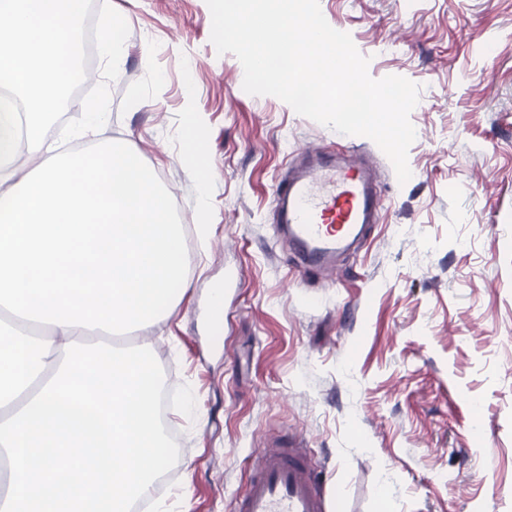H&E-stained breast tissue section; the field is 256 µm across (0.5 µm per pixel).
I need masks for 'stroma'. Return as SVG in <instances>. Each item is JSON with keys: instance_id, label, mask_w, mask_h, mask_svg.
I'll return each mask as SVG.
<instances>
[{"instance_id": "obj_1", "label": "stroma", "mask_w": 512, "mask_h": 512, "mask_svg": "<svg viewBox=\"0 0 512 512\" xmlns=\"http://www.w3.org/2000/svg\"><path fill=\"white\" fill-rule=\"evenodd\" d=\"M371 77L420 87L412 172L274 96L210 41L206 0H94L127 16L120 68L87 46L81 86L46 136L123 141L174 199L191 268L149 345L179 448L143 512H234L268 438H304L334 512H512V0H319ZM309 147L362 157L383 209L337 277L298 270L274 192ZM224 318L209 320L215 289Z\"/></svg>"}]
</instances>
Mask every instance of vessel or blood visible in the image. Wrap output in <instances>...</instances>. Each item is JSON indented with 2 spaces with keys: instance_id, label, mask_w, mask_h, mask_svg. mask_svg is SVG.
I'll return each mask as SVG.
<instances>
[{
  "instance_id": "1",
  "label": "vessel or blood",
  "mask_w": 512,
  "mask_h": 512,
  "mask_svg": "<svg viewBox=\"0 0 512 512\" xmlns=\"http://www.w3.org/2000/svg\"><path fill=\"white\" fill-rule=\"evenodd\" d=\"M275 197L279 227L309 272L335 267L337 255L377 223L382 205L368 167L322 150L306 152ZM237 512H327L304 449H262Z\"/></svg>"
}]
</instances>
